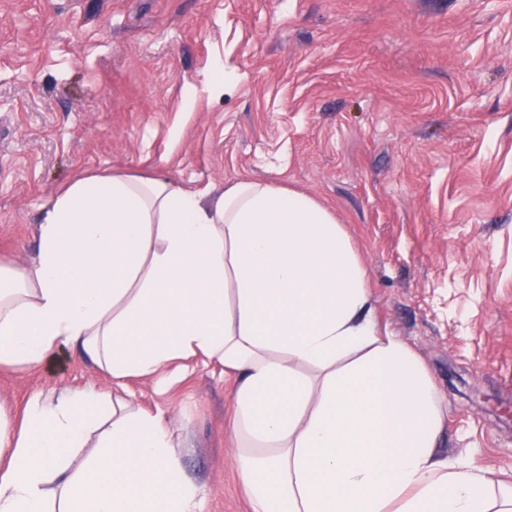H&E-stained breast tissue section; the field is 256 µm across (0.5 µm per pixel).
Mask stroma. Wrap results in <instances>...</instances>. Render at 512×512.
Segmentation results:
<instances>
[{"mask_svg":"<svg viewBox=\"0 0 512 512\" xmlns=\"http://www.w3.org/2000/svg\"><path fill=\"white\" fill-rule=\"evenodd\" d=\"M102 170L328 206L448 401L440 453L512 484V0H0V257L27 263L50 194ZM107 383L63 347L0 369V405ZM128 386L181 428L202 512H249L232 379Z\"/></svg>","mask_w":512,"mask_h":512,"instance_id":"35a3bbf8","label":"stroma"}]
</instances>
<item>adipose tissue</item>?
<instances>
[{
  "label": "adipose tissue",
  "instance_id": "1",
  "mask_svg": "<svg viewBox=\"0 0 512 512\" xmlns=\"http://www.w3.org/2000/svg\"><path fill=\"white\" fill-rule=\"evenodd\" d=\"M31 260L0 261V368L68 346L112 381L0 408V512H200L165 411L129 379L201 358L234 380L250 512H512V490L438 451L448 407L379 329L348 233L261 179L219 194L157 174L78 178L45 204Z\"/></svg>",
  "mask_w": 512,
  "mask_h": 512
}]
</instances>
